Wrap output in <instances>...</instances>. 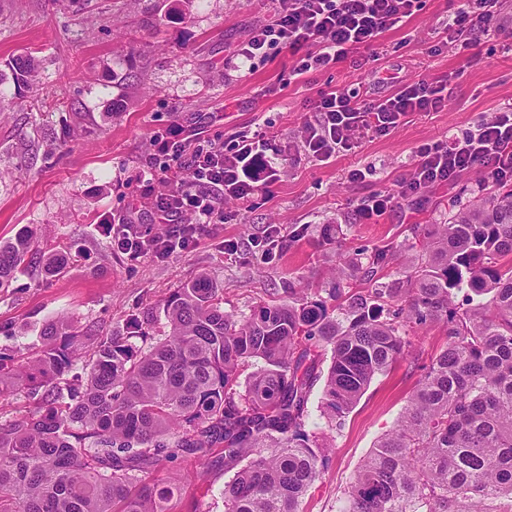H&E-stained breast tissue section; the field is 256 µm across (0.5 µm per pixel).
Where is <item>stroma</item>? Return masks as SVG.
Wrapping results in <instances>:
<instances>
[{
	"label": "stroma",
	"instance_id": "stroma-1",
	"mask_svg": "<svg viewBox=\"0 0 512 512\" xmlns=\"http://www.w3.org/2000/svg\"><path fill=\"white\" fill-rule=\"evenodd\" d=\"M461 4L422 0L413 17L380 35L375 61L359 67L347 60L292 80L285 52L243 76L224 70L225 57L270 18L272 0H195L183 15L169 12L166 0H0V72L27 51L41 71L37 91L18 92L9 80L0 85V241L36 228L45 253L70 257L63 274L50 276L36 265L0 288V353L32 355L43 326L56 319L90 329L95 339L109 335L202 273L223 282L224 309L240 317L263 302L287 300L289 288L307 283L324 298L340 257L405 250L417 225L447 223L449 203L486 182L482 168L370 220L360 208L408 175L418 146L476 130L512 105V0H498L502 32L482 37L470 61L441 41L448 12ZM130 52L137 82L113 85V68ZM413 73L446 83L442 111L411 114L390 135L365 138L327 163L306 155L307 100L318 89L361 86L386 95ZM174 121L208 138L268 129L277 177L248 202L225 201L223 224L195 247L132 262L113 248L108 229L150 194L142 170L151 138ZM354 169L363 179H350ZM328 224L337 227L339 246L326 243ZM272 225L285 244L267 256L261 243ZM228 241L237 243V254L225 253ZM408 340L412 358L377 376L340 427L322 416L324 384L316 382L306 428L332 448L304 512H340L363 460L406 406L422 365L446 342L438 328L409 333ZM153 475L178 485L172 512H224L230 476L223 466L163 460Z\"/></svg>",
	"mask_w": 512,
	"mask_h": 512
}]
</instances>
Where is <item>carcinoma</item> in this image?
Wrapping results in <instances>:
<instances>
[{
    "label": "carcinoma",
    "mask_w": 512,
    "mask_h": 512,
    "mask_svg": "<svg viewBox=\"0 0 512 512\" xmlns=\"http://www.w3.org/2000/svg\"><path fill=\"white\" fill-rule=\"evenodd\" d=\"M9 66L15 86L38 84L29 54ZM449 208L448 223L417 227L425 260L399 288L338 285L327 301L299 295L237 319L224 285L202 274L87 359L88 332L46 323L35 356H0V403L33 404L0 423V512H171L177 489L150 478L162 457L234 471L225 512H301L328 462L305 429L315 348L331 349L321 412L339 426L373 379L411 356L406 328L435 325L446 346L340 512H512V184ZM40 258L31 232L1 243L0 285ZM385 259L351 261L350 276L371 282ZM79 359L84 381L61 383ZM252 360L262 366L242 385Z\"/></svg>",
    "instance_id": "1"
}]
</instances>
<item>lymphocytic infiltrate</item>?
<instances>
[{
	"label": "lymphocytic infiltrate",
	"mask_w": 512,
	"mask_h": 512,
	"mask_svg": "<svg viewBox=\"0 0 512 512\" xmlns=\"http://www.w3.org/2000/svg\"><path fill=\"white\" fill-rule=\"evenodd\" d=\"M419 4L420 0H275L271 19L251 30L231 57L252 66L271 52L284 51L294 59L295 76L329 71L355 52L366 64L375 57L379 36L412 17ZM495 4L496 0H464L444 23L447 40L466 52L480 36L498 33ZM445 102L443 86L418 75L405 78L382 97L321 89L310 101L315 119L306 127L304 149L326 162L366 137L390 134L409 114L442 111ZM267 141L266 133L257 131L202 145L184 136L179 124H170L153 137L144 172L148 181L165 185L164 191L149 198L147 208L154 223L168 225L169 231L142 235L134 211L119 218L112 232L114 246L132 261L148 253L161 257L191 248L211 227L223 223L225 199L249 200L260 184L275 180L276 163L266 154ZM477 166L488 170L492 181L512 180V107L482 122L476 131L420 146L409 178L372 196L361 213L367 220L381 216L423 189L449 183Z\"/></svg>",
	"instance_id": "obj_1"
}]
</instances>
